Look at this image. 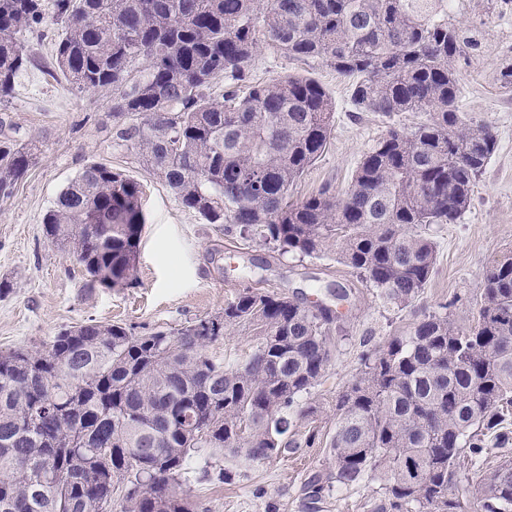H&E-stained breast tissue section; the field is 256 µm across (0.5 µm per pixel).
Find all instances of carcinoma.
Instances as JSON below:
<instances>
[{"label":"carcinoma","instance_id":"carcinoma-1","mask_svg":"<svg viewBox=\"0 0 512 512\" xmlns=\"http://www.w3.org/2000/svg\"><path fill=\"white\" fill-rule=\"evenodd\" d=\"M50 55L30 40L47 38ZM485 32L451 17L448 0H0V101L34 67L78 92L109 95L112 135L207 224H232L280 254L336 250L386 303L403 307L427 285L436 244L422 231L455 224L498 148L491 125L458 106V63ZM288 57L319 60L352 81L358 112H424L391 127L361 157L348 190L300 201L288 191L324 152L335 104L301 75L239 95L262 41ZM34 140L0 135V200L35 164ZM140 183L94 162L43 217L46 237L91 285L136 280L145 217ZM107 229L92 235L87 225ZM445 312L409 336L361 354L362 369L336 397L331 469L309 478L333 487L381 481L372 512H512V253L485 276L475 325ZM194 323L136 335L88 322L41 347L0 352V512H197L176 491L193 452L262 462L317 408L303 402L331 360L329 309L245 288ZM226 331L254 337L232 362L213 352ZM478 467V494L460 469Z\"/></svg>","mask_w":512,"mask_h":512}]
</instances>
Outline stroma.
<instances>
[{"label": "stroma", "instance_id": "obj_1", "mask_svg": "<svg viewBox=\"0 0 512 512\" xmlns=\"http://www.w3.org/2000/svg\"><path fill=\"white\" fill-rule=\"evenodd\" d=\"M454 18L486 27L487 50L460 67L459 107L467 116L491 124L499 147L476 181L469 209L455 224L430 229L437 246L436 263L423 293L408 306L384 304L329 251L317 257L276 255L259 241L205 223L181 206L162 182L139 163L134 150L112 137L111 104L99 93H77L37 69L23 72L14 100L0 105V121L14 137L35 139L37 164L10 199L0 200V351L33 348L50 342L65 326L79 322L121 323L135 333L174 327L221 310L245 288L283 293L308 303L345 290L344 331L318 384L304 402L318 409L319 439L263 462H240L232 482L220 471L224 458L202 450L192 454L180 479L203 512H367L366 502L380 493L369 480L350 490L326 492L311 505L304 485L330 467L329 441L334 405L360 370L364 346L381 347L392 337L408 336L416 324L447 305L459 329L473 326L487 271L512 251V94L495 82L504 56L512 57V9L499 0H456ZM288 74L315 79L336 102L334 125L322 156L294 184L290 197L300 200L330 187L336 195L349 188L367 149L390 126L410 128L419 112L385 116L356 112L349 80L318 61L288 58L271 46L258 53L250 83ZM102 162L142 186L146 224L136 258V282L127 288H92L75 260L51 245L42 219L59 192L85 165Z\"/></svg>", "mask_w": 512, "mask_h": 512}]
</instances>
